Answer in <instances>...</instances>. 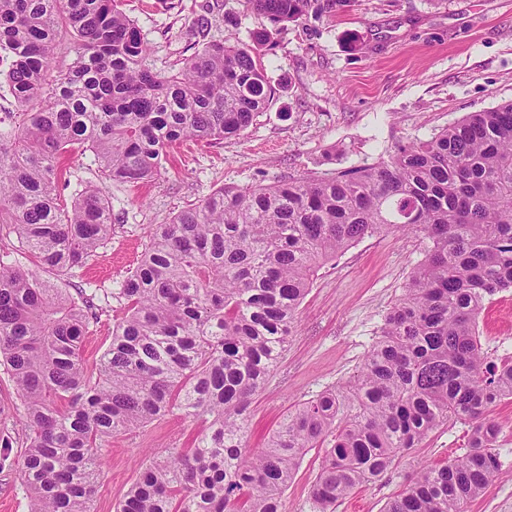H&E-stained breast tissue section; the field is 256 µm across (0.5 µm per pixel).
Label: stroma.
<instances>
[{
    "label": "stroma",
    "mask_w": 512,
    "mask_h": 512,
    "mask_svg": "<svg viewBox=\"0 0 512 512\" xmlns=\"http://www.w3.org/2000/svg\"><path fill=\"white\" fill-rule=\"evenodd\" d=\"M123 8L150 49L149 65L162 72L192 54L189 29L197 18H209V39L247 45L269 26L242 0H124ZM272 42L261 58L275 99L242 135L216 146L188 143L153 180L109 186L112 235L80 280L107 292L120 288L148 242L149 226L169 223L220 187L372 163L397 143L428 139L468 113L512 100V0H350L333 17L274 32ZM424 251L420 236L389 233L364 239L319 270L286 355L251 402L250 447L294 405L356 375ZM480 329L491 358L512 355V291L488 304ZM492 415L508 426L498 443L503 473L468 512H512V401ZM197 429L173 413L114 436L96 484V512H114L145 456L174 443L187 447ZM467 430L444 424L399 456L381 480L355 489L336 512H383L421 465L461 455ZM322 456L316 448L304 457L283 495V512H312ZM22 463V448H0V512H28Z\"/></svg>",
    "instance_id": "1"
}]
</instances>
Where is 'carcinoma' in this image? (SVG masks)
Returning <instances> with one entry per match:
<instances>
[{
    "label": "carcinoma",
    "mask_w": 512,
    "mask_h": 512,
    "mask_svg": "<svg viewBox=\"0 0 512 512\" xmlns=\"http://www.w3.org/2000/svg\"><path fill=\"white\" fill-rule=\"evenodd\" d=\"M348 0H244L275 30L332 16ZM67 37L69 70L48 80ZM120 0H0V84L18 117L0 129V241L16 239L43 278L0 252V365L20 400L28 512H93L112 437L176 411L205 423L191 448L148 459L116 512H281L303 456L325 454L314 512L387 473L447 421L468 426L465 453L410 476L384 512H466L502 472L512 357L484 350L478 319L512 290V101L471 112L377 163L328 177L224 187L149 228L135 270L113 293L112 340L90 362L97 289L76 274L112 234V207L88 183L66 203L75 150L102 178H155L185 141L241 135L276 95L257 49L205 42L155 71ZM396 230L424 259L385 315L353 382L288 412L262 448L247 412L288 348L322 266ZM19 440L0 408V447Z\"/></svg>",
    "instance_id": "obj_1"
}]
</instances>
